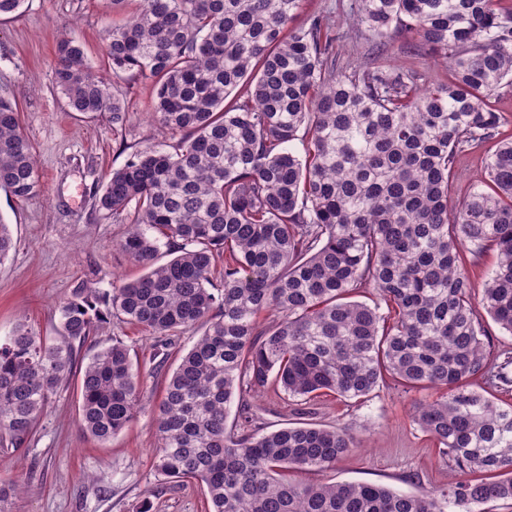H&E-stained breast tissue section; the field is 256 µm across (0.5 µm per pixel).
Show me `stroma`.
Returning a JSON list of instances; mask_svg holds the SVG:
<instances>
[{
	"label": "stroma",
	"mask_w": 512,
	"mask_h": 512,
	"mask_svg": "<svg viewBox=\"0 0 512 512\" xmlns=\"http://www.w3.org/2000/svg\"><path fill=\"white\" fill-rule=\"evenodd\" d=\"M348 0H303L296 24H308L318 13H332L336 24L337 63L366 59L372 46L352 24ZM112 24L108 0H26L16 17L0 19V95L16 101L21 124L36 154L41 191L18 199L0 191V219L16 242L0 265V339L23 323L40 335L57 339L58 306L74 288L107 289L115 278L133 279L139 266L120 251L127 227L96 213L93 196L105 174L121 168L134 144L173 145L174 139L151 118V80L128 82L124 91L127 122L113 130L109 117L86 119L69 111L53 91L54 47L62 31L82 43L88 59L103 66V36ZM379 60L414 68L420 82L433 86L449 76L443 61L412 35L393 31ZM489 106L503 115L494 138L479 152L460 158L450 197L460 204L480 176L485 159L500 141L512 139V87L491 97ZM201 328L178 333L169 348L144 329L112 321L79 349L81 358L122 337L139 370V410L134 421L112 440L101 443L79 425V377H71L51 399L23 454L0 449V484L10 487L8 512H138L149 501L150 512H204L198 483L172 485L153 467L157 444L154 409L168 373ZM413 397L394 381H386L367 398L322 397L307 404L284 400L282 392L265 389L252 398V426L269 432L289 422L344 426L357 437L356 451L335 467L302 471L296 480L366 481L411 492H433L451 476L430 438L412 412Z\"/></svg>",
	"instance_id": "stroma-1"
}]
</instances>
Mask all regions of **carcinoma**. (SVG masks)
<instances>
[{
	"label": "carcinoma",
	"instance_id": "carcinoma-1",
	"mask_svg": "<svg viewBox=\"0 0 512 512\" xmlns=\"http://www.w3.org/2000/svg\"><path fill=\"white\" fill-rule=\"evenodd\" d=\"M300 2L110 0L114 14L134 8L107 30L106 64L118 80L153 82L151 116L179 139L172 152L136 149L94 195L95 211L127 225L119 247L142 274L76 289L58 308L59 342L23 323L0 342V434L21 450L69 382L78 346L112 319L163 339L200 326L165 379L153 464L172 482L202 483L208 512H486L512 501V404L486 396L512 392V351L487 348L465 267L497 252L482 304L512 335V140L454 211L449 191L458 159L500 124L488 99L512 87V10L502 0H351L366 40L400 27L448 63V81L424 87L412 70L337 65L326 19L293 25ZM53 78L72 111L126 122L121 90L69 31ZM0 189L40 191L32 144L3 96ZM13 247L0 218V264ZM361 288L377 300H353ZM388 376L408 392H439L412 406L460 473L436 493L288 478L357 447L346 427H227L233 399L271 385L302 401L359 400ZM80 399V427L98 441L136 418L138 373L123 340L88 359ZM476 472L497 480L465 478Z\"/></svg>",
	"mask_w": 512,
	"mask_h": 512
}]
</instances>
